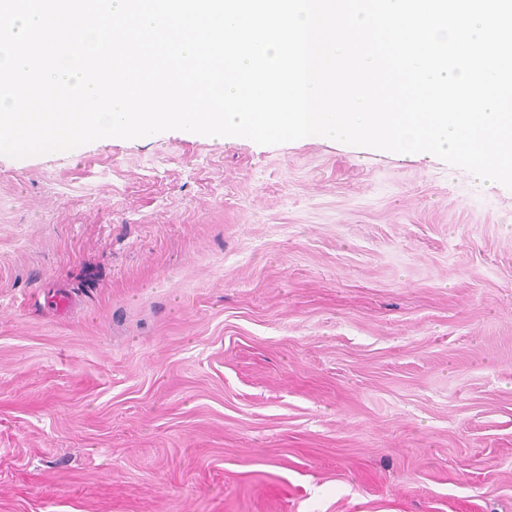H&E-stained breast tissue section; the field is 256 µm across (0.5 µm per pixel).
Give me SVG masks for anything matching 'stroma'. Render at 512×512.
Instances as JSON below:
<instances>
[{"mask_svg":"<svg viewBox=\"0 0 512 512\" xmlns=\"http://www.w3.org/2000/svg\"><path fill=\"white\" fill-rule=\"evenodd\" d=\"M0 512H512V189L324 138L0 155Z\"/></svg>","mask_w":512,"mask_h":512,"instance_id":"35a3bbf8","label":"stroma"}]
</instances>
